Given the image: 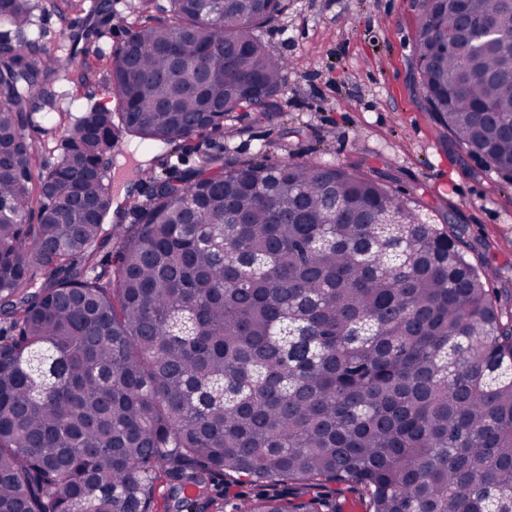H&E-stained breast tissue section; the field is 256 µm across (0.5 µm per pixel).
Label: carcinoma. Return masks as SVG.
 Instances as JSON below:
<instances>
[{"instance_id": "1", "label": "carcinoma", "mask_w": 512, "mask_h": 512, "mask_svg": "<svg viewBox=\"0 0 512 512\" xmlns=\"http://www.w3.org/2000/svg\"><path fill=\"white\" fill-rule=\"evenodd\" d=\"M169 4L113 58L118 111L68 115L34 183L30 100L62 77L31 46L39 2L0 0V512H153L160 467L183 507L217 475L357 484L370 512H512V297L460 225L424 221L375 170L206 159L112 225L115 266L96 259L119 136L263 115L288 71L260 38L280 0ZM412 7L426 111L512 179V0H465L497 24L481 52L448 41V0Z\"/></svg>"}]
</instances>
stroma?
I'll return each instance as SVG.
<instances>
[{
  "mask_svg": "<svg viewBox=\"0 0 512 512\" xmlns=\"http://www.w3.org/2000/svg\"><path fill=\"white\" fill-rule=\"evenodd\" d=\"M169 0H112L92 23L76 28L82 76L62 81L61 97L32 100L33 122L24 130L33 146L34 172L57 160L59 116L88 102L110 108L108 72L115 53L143 16L163 18ZM262 28L267 48L288 58L283 90L265 119L250 108L231 113L216 130L164 145L120 136L112 150V203L108 223H138L139 210L158 181L179 183L204 158L221 154L277 164L291 158L322 159L374 168L384 180L423 205V217L453 218L465 228L469 257L490 288L512 292V183L456 146L426 112L412 77L417 17L410 0H281ZM223 512H245L259 498H322L338 512H369L357 486L332 483L281 488L208 481Z\"/></svg>",
  "mask_w": 512,
  "mask_h": 512,
  "instance_id": "obj_1",
  "label": "stroma"
}]
</instances>
